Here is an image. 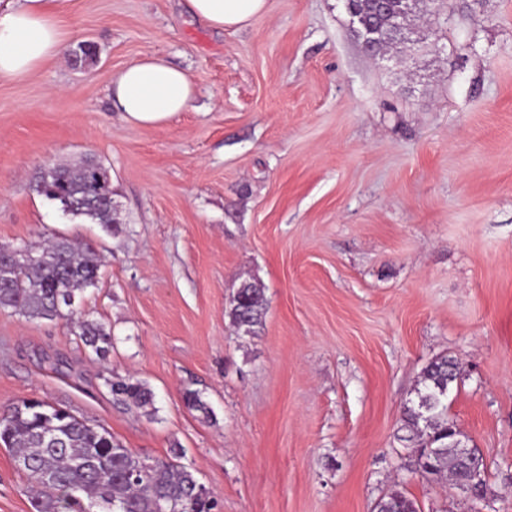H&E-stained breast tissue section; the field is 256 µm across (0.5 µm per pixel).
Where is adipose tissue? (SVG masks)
Returning <instances> with one entry per match:
<instances>
[{"label":"adipose tissue","mask_w":512,"mask_h":512,"mask_svg":"<svg viewBox=\"0 0 512 512\" xmlns=\"http://www.w3.org/2000/svg\"><path fill=\"white\" fill-rule=\"evenodd\" d=\"M268 0H186L185 9L209 27L238 29L266 12ZM74 31L61 18L58 0H7L0 8V80H21L60 57ZM195 87L183 70L151 55L112 78L110 96L123 119L159 126L186 111Z\"/></svg>","instance_id":"ef3b65f1"}]
</instances>
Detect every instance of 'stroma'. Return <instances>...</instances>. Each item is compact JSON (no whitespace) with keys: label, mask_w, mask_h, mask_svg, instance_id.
I'll list each match as a JSON object with an SVG mask.
<instances>
[{"label":"stroma","mask_w":512,"mask_h":512,"mask_svg":"<svg viewBox=\"0 0 512 512\" xmlns=\"http://www.w3.org/2000/svg\"><path fill=\"white\" fill-rule=\"evenodd\" d=\"M437 7L381 59L342 0H268L224 32L180 0H59L97 60L0 82V245L91 244L103 265L79 307L113 347L97 359L64 320L0 309V412L38 398L148 459L180 449L221 512H376L395 489L471 512L401 439L421 369L448 355L486 512H512V0ZM147 54L195 86L164 126L109 97ZM85 157L118 231L33 189L46 161ZM246 279L267 298L251 336L225 314ZM116 378L147 384L153 412L113 398ZM0 512H33L1 446Z\"/></svg>","instance_id":"1"}]
</instances>
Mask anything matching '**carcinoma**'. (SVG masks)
I'll return each mask as SVG.
<instances>
[{
    "instance_id": "cac0c4a2",
    "label": "carcinoma",
    "mask_w": 512,
    "mask_h": 512,
    "mask_svg": "<svg viewBox=\"0 0 512 512\" xmlns=\"http://www.w3.org/2000/svg\"><path fill=\"white\" fill-rule=\"evenodd\" d=\"M35 190L73 218L110 228L116 224L107 171L94 161L56 164L39 170ZM29 253L37 257L0 262V309H12L29 320L63 319L80 342L104 359L112 348L106 327L82 316L75 298L96 286L101 256L89 244L65 238L51 240ZM267 307L263 288L243 282L228 311L235 332L251 335L262 324ZM459 377V363L440 357L422 368L414 398L403 407L402 440L423 451L435 449L432 474L447 473L451 485L469 478L470 467L448 447L457 431L448 416V398ZM112 394L140 409L153 407V393L143 382H109ZM22 414L19 405L0 414V441L24 467L32 487L34 512H214L217 500L195 471L178 462L148 460L123 447L107 430L64 409L46 414L37 407ZM384 512H417L412 499L393 490L380 499Z\"/></svg>"
}]
</instances>
